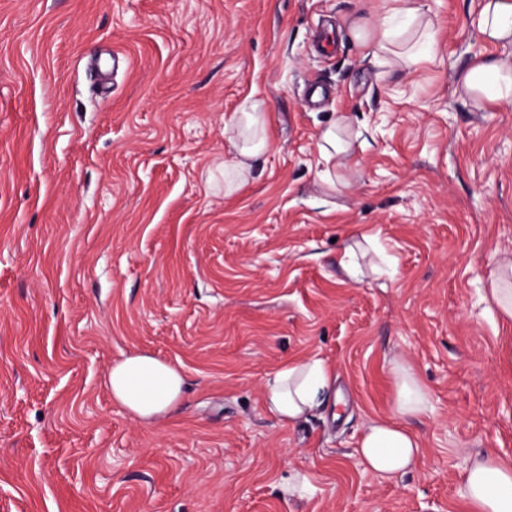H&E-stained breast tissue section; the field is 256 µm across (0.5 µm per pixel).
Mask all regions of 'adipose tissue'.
<instances>
[{
  "label": "adipose tissue",
  "mask_w": 512,
  "mask_h": 512,
  "mask_svg": "<svg viewBox=\"0 0 512 512\" xmlns=\"http://www.w3.org/2000/svg\"><path fill=\"white\" fill-rule=\"evenodd\" d=\"M479 29L489 42L512 40V0H485ZM354 33L360 42L372 44L375 51L403 62L425 58L435 42V30L429 21L412 37L401 29L358 27ZM461 86L487 103H511L512 63L488 58L475 61L462 73ZM394 374L395 415L371 420L358 449L368 468L387 480L404 476L415 468L420 443L403 420L422 414L428 405L425 391L410 372L399 367ZM333 381L334 372L322 359L309 357L289 362L266 379L264 406L278 420H302L328 403ZM108 384L113 400L133 419L149 424L178 409L185 378L172 364L134 352L113 364ZM463 495L471 512H512V461L491 454L475 456L467 471Z\"/></svg>",
  "instance_id": "adipose-tissue-1"
}]
</instances>
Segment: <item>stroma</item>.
Segmentation results:
<instances>
[{
  "label": "stroma",
  "instance_id": "stroma-1",
  "mask_svg": "<svg viewBox=\"0 0 512 512\" xmlns=\"http://www.w3.org/2000/svg\"><path fill=\"white\" fill-rule=\"evenodd\" d=\"M484 0H0V512H470L472 457L512 460V103L468 97ZM436 23L391 67L352 35ZM264 102L247 180L228 119ZM348 118L347 168L322 132ZM352 247L359 266L338 264ZM141 351L186 378L134 420L107 384ZM337 402L263 406L284 363ZM421 382L417 468L357 447L395 366ZM310 486L285 491L295 474ZM333 381L332 368L320 358L288 362L264 382V406L278 420L294 423L328 403Z\"/></svg>",
  "mask_w": 512,
  "mask_h": 512
}]
</instances>
